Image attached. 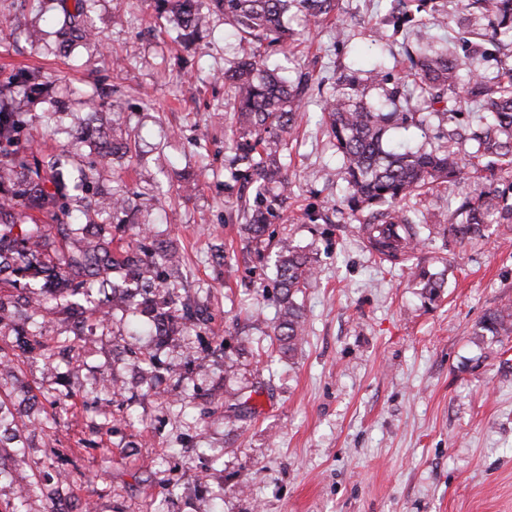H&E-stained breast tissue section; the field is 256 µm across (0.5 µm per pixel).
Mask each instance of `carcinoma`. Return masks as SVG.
I'll return each instance as SVG.
<instances>
[{
    "instance_id": "obj_1",
    "label": "carcinoma",
    "mask_w": 512,
    "mask_h": 512,
    "mask_svg": "<svg viewBox=\"0 0 512 512\" xmlns=\"http://www.w3.org/2000/svg\"><path fill=\"white\" fill-rule=\"evenodd\" d=\"M62 14L56 18L62 42L78 37H98L96 28L88 22L91 0H74L68 6L61 0ZM172 13L178 26L194 32L200 26L205 3L224 11V19L249 43L280 45L295 42L294 32L284 25L288 13L300 14L307 21L322 23L336 13L337 0H158ZM401 17L421 10L435 0H393ZM471 16L495 17L499 21L494 36L512 41V0H460ZM408 67L405 74L407 91L400 105L392 109L370 105L363 100L358 78L341 73L336 79L338 89L324 104L336 148L342 156L346 182V199L354 212L368 209L371 218L359 222L366 234L376 222L402 224L406 232L396 242L387 238H372L378 251L397 259L408 260L425 241L426 225L417 221L412 212L400 203L436 184L456 183L468 178L475 183L473 193L456 202L448 212V234L463 245L485 237L490 224L512 230V81L503 83L474 73L467 58L451 56L448 51L433 46H418L406 50ZM224 82L236 92L233 105L238 129L235 134L236 177L244 186L256 190L254 205L247 224L243 225L247 242L264 243L274 205L288 198V176L277 161L279 149L289 143L297 129V117L305 106L308 80L292 84L261 65V53L256 51L241 58L234 67L224 71ZM463 84L465 93L476 103L482 115L468 129L456 133L446 144L431 151L406 150L394 152L384 148V137L391 128H406L423 124L434 113L441 91L455 90ZM24 96L32 101L48 98L52 85L36 71H23L15 78ZM11 88L0 93V145L17 140L24 128L20 110L8 102ZM459 140L474 142V157H494L501 162L506 176L489 179L480 174L478 164L462 161L455 144ZM14 175L17 189L10 199L0 202V223L14 228L16 200L31 208L46 211L60 233L76 223L69 208L59 204L57 192L45 188L46 180L39 168L24 157L3 163ZM14 238L20 249L18 256L28 251L33 238L27 224L20 226ZM282 255L276 264V283L280 301L277 322L273 327L278 351L293 355L304 335L306 317L296 296L308 285L313 268L306 254L290 245H282ZM121 262L140 283L142 303L159 302L153 317L157 336H166L176 322L196 327L207 322L205 311L190 302L177 304L171 289L162 277V265L179 266V258L170 250H148L141 246L112 256L109 245L90 241L86 247L62 252L56 256L53 269L61 278L90 276L89 287H95L93 277ZM481 334L508 336L512 334V304L486 312L480 322Z\"/></svg>"
}]
</instances>
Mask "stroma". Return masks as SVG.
Wrapping results in <instances>:
<instances>
[{
    "label": "stroma",
    "mask_w": 512,
    "mask_h": 512,
    "mask_svg": "<svg viewBox=\"0 0 512 512\" xmlns=\"http://www.w3.org/2000/svg\"><path fill=\"white\" fill-rule=\"evenodd\" d=\"M400 29L389 0H339L347 31L289 25L300 39L264 66L294 81L312 77L299 137L278 159L288 175L287 210L266 246L240 232L234 177L233 90L225 69L243 55L224 15L209 11L199 38H182L154 0H96L98 38L67 50L51 15L58 0H0V88L37 70L53 103L11 101L27 119L18 147L54 158L67 202L86 223L61 237L38 211L37 251L0 273V512H512V335L478 336L484 314L512 302V233L492 225L464 246L448 235V211L473 184L439 186L405 200L430 228L410 261H380L343 200L341 157L322 101L341 71L382 67L365 87L385 104L402 87L404 46L470 50L458 0ZM105 101L98 113L91 103ZM424 125L389 130L387 146L431 150L473 103H441ZM459 112V122L442 119ZM91 119L104 141L129 152L100 158L74 146ZM93 172L90 187L77 174ZM121 194L142 211L101 203ZM113 253L144 240L176 248L168 271L183 300L204 305L206 325L156 340L147 316L111 307L89 316L46 266L88 240ZM301 247L314 275L297 301L307 315L293 357L270 344L279 308L272 277L278 244ZM441 280L436 298L424 278ZM150 359L148 369L135 352ZM255 406L233 424L224 398Z\"/></svg>",
    "instance_id": "1"
}]
</instances>
